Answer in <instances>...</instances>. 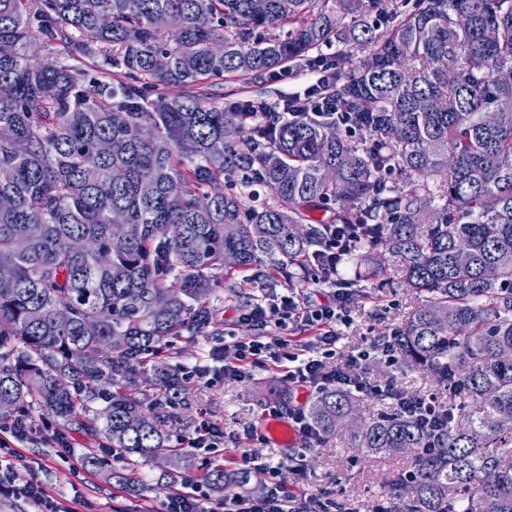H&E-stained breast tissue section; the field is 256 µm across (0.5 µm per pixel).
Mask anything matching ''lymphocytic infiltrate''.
<instances>
[{"label": "lymphocytic infiltrate", "instance_id": "f902f5d3", "mask_svg": "<svg viewBox=\"0 0 512 512\" xmlns=\"http://www.w3.org/2000/svg\"><path fill=\"white\" fill-rule=\"evenodd\" d=\"M363 242L364 238L355 226L323 225L320 248L313 252L310 261L323 272H335L340 258ZM244 319L263 328L275 325L278 333L267 341L258 337L225 343L223 351L230 354V361L215 371L205 365L195 366L193 377L240 380L250 377L253 368L271 359L278 364L290 384L315 394L335 386L381 393L395 400L399 407L419 413L431 426L438 424L446 414L440 393L431 392L408 400L394 383L388 382L382 386L371 384L361 373V355H354L342 364L332 365L331 360L336 356L340 340V329L351 322L346 290H336L333 302L316 307L306 303L301 289L294 288L287 295L281 296L277 303L268 306L255 303ZM296 321L318 330L314 347L303 353L295 352L286 334L289 323ZM28 438L29 429L24 420L0 425V447L10 451L9 461L0 462V503L23 500L32 503L39 512H70L39 481L24 485L15 483L14 472L17 467L26 465L27 458L15 451L14 446L26 442ZM241 461L246 469H258L265 477L268 493L260 500L241 495L225 499L224 512H318V501L313 495L304 493L296 497L287 493L283 476L284 463L266 461L259 465L255 462L254 454L248 451L242 453Z\"/></svg>", "mask_w": 512, "mask_h": 512}]
</instances>
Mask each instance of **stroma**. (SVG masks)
<instances>
[{
    "label": "stroma",
    "mask_w": 512,
    "mask_h": 512,
    "mask_svg": "<svg viewBox=\"0 0 512 512\" xmlns=\"http://www.w3.org/2000/svg\"><path fill=\"white\" fill-rule=\"evenodd\" d=\"M311 79L310 72L300 69L288 79L269 76L254 81L248 84L245 93L274 103L303 92ZM346 279L352 323L344 329L339 343L337 356L341 359L403 326L423 302L422 296L406 287L401 267L381 244L372 248L368 262L349 269ZM297 285V280L284 276L268 278L261 265L245 273L219 275L207 303L210 323L205 332L195 335L186 331L180 337L168 339L155 358L130 366L126 377L132 391L145 400L167 432L169 447L179 449L181 457L187 460L185 473L190 482H199L210 456L223 458L229 464L243 450L250 449L259 456L281 458L287 465L300 467L305 489L329 512H363L366 505L378 501L386 479L410 468L408 456L369 455L357 448L353 437L366 421L390 411V400L363 395L351 421L325 437L321 446L306 449L298 440L281 446L260 437L262 416L282 400L289 398L293 403L306 405L315 400L306 390L289 385L275 367L256 370L253 377L245 380H191L174 389L164 384L166 373L199 363L218 368V361L208 358L210 350L222 346L232 336H254L253 326L241 323L239 316L255 298L262 295L273 301ZM366 372L373 379L394 381L409 394L434 387L424 372L406 371L401 365L385 363L379 353L367 365ZM44 417L43 411H29L32 435L23 452L37 462L38 469H18L17 484L38 478L54 498L73 512H160L167 496L165 467L156 463L143 465L140 472L146 475L148 484L139 492H130L116 479L117 474L125 472L126 464L107 450L103 436L91 435L72 425L64 430L66 447H53L42 439ZM207 425L224 433L223 444L212 454L181 445V437L194 435ZM98 451L108 460L106 470L85 462L88 455ZM77 458L84 462L78 471L72 468Z\"/></svg>",
    "instance_id": "stroma-1"
}]
</instances>
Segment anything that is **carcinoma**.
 <instances>
[{
    "label": "carcinoma",
    "instance_id": "cac0c4a2",
    "mask_svg": "<svg viewBox=\"0 0 512 512\" xmlns=\"http://www.w3.org/2000/svg\"><path fill=\"white\" fill-rule=\"evenodd\" d=\"M252 2L0 0V417L33 403L81 425L93 411L131 470L169 462L177 449L123 373L209 324L225 254L306 279L311 213L332 208L427 294L396 347L448 392L431 432L395 410L357 431L372 455L414 449L384 512H512V168L484 165L512 155V86L496 79L512 72V0ZM348 43L367 54H323ZM58 46L79 64L20 53ZM324 64L318 102L285 100L295 116L275 125L243 124L261 98L216 105L227 81ZM254 183L272 190L259 208L236 191ZM120 223L139 237L114 238ZM356 406L330 388L310 421L329 435ZM204 479L221 491L250 475L213 461Z\"/></svg>",
    "mask_w": 512,
    "mask_h": 512
}]
</instances>
